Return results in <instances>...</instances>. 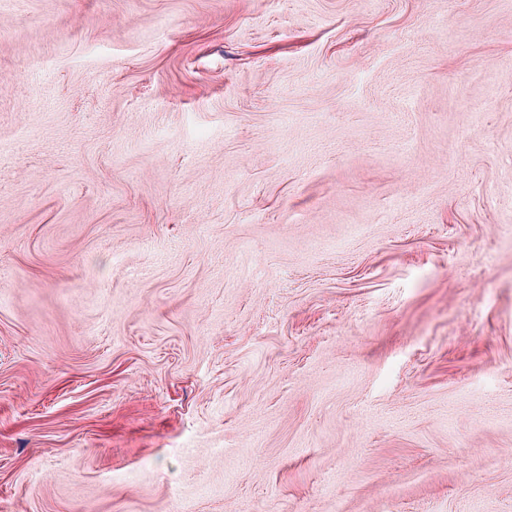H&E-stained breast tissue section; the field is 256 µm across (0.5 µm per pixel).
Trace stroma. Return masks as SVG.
<instances>
[{"label":"stroma","instance_id":"1","mask_svg":"<svg viewBox=\"0 0 512 512\" xmlns=\"http://www.w3.org/2000/svg\"><path fill=\"white\" fill-rule=\"evenodd\" d=\"M0 512H512V0H0Z\"/></svg>","mask_w":512,"mask_h":512}]
</instances>
